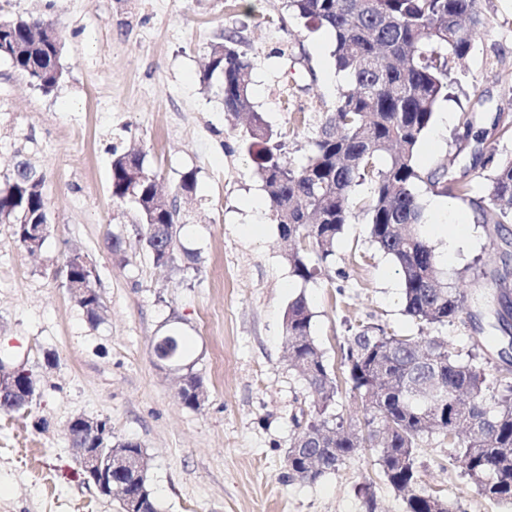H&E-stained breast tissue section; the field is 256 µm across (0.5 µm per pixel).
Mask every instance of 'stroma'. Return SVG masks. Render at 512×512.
<instances>
[{"label": "stroma", "instance_id": "35a3bbf8", "mask_svg": "<svg viewBox=\"0 0 512 512\" xmlns=\"http://www.w3.org/2000/svg\"><path fill=\"white\" fill-rule=\"evenodd\" d=\"M478 8L490 25L451 63L460 84L435 109L416 151L420 168L468 169L480 151L512 156V140L476 135L512 112V0H478ZM29 14L63 34L66 77L46 94L0 60V175L28 158L44 176L49 216L35 254L0 223V360L29 370L38 389L29 414L0 413V512H122L118 497L86 480L66 434L77 416L109 421L113 441L141 444L158 512H363L355 487L368 477L381 512H404L377 479L371 449L313 483L285 477L294 418L312 404L285 357L289 302L309 300L312 334L333 367L357 323L417 333L403 313L397 268L356 210L328 271L308 283L296 278L241 142L244 125L201 81L211 44L239 32L253 108L287 133L291 159L303 161L309 131L293 119L316 120L342 81L331 35L308 30L286 0H0V18ZM470 109L477 122L468 134L459 117ZM133 147L166 194L195 171V194L179 200V238L197 253L194 267H157L133 242L136 209L113 205L112 152ZM487 185L473 177L468 199L456 200L463 227L435 231L429 213L418 227L449 286L477 294L485 290L480 271L512 255V223L489 232L472 208ZM459 231L466 246L448 253ZM113 235L127 240L125 253L107 249ZM75 250L95 269L102 313L94 323L67 286ZM164 335L183 337V365L207 389L201 408L186 407L177 373L158 365L152 342ZM449 454L436 438L424 440L423 487L458 512H512L510 501L480 497Z\"/></svg>", "mask_w": 512, "mask_h": 512}]
</instances>
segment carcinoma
<instances>
[{
	"mask_svg": "<svg viewBox=\"0 0 512 512\" xmlns=\"http://www.w3.org/2000/svg\"><path fill=\"white\" fill-rule=\"evenodd\" d=\"M288 9L309 29L332 34L335 68L345 78L334 108L323 113L308 138L304 163L288 157L287 134L273 130L253 110L246 80L251 63L236 36L210 46L202 82L217 85L224 111L249 114L244 142L279 237L296 242L285 256L293 275L310 282L325 272L352 211H365L372 244L399 268L404 314L417 323L419 333L360 325L339 343L340 366L332 372L311 334L307 298L301 294L288 304L289 360L313 397V412L288 448L285 478L315 482L371 448L378 476L402 495L405 512H454L452 503L419 482L417 453L424 438L434 435L452 448L454 461L483 498L512 501V371L491 377L478 356L462 359L443 337L424 331L483 308L494 328L506 327L496 305L484 303L485 295L471 297L441 280L435 249L415 230L423 214L418 184L459 199L471 190L469 172L443 164L424 171L415 153L436 105L448 97L449 62L468 56L486 26L477 0H288ZM63 46L61 32L41 16L0 20V59L45 93L65 76ZM493 127L497 138L512 139V113H499ZM383 156L387 161L381 166ZM476 160L481 170L490 171L487 201L477 204L481 223L488 229L512 223V158L497 160L491 153ZM363 184L370 186L366 198L357 193ZM110 188L113 203L136 207V242L154 264H175L182 221L177 198L195 192V173H183L174 198L163 199L143 154L115 151ZM0 216L14 224L22 247L24 225L47 218L43 177L29 161H18L0 184ZM481 276L500 289L512 318V301L502 289L512 277L509 264L485 269ZM341 382L362 402L357 420L336 409ZM184 384L181 401L200 408L195 391L204 389L201 377L189 371ZM32 406L7 394L0 411L24 415ZM67 431L75 448L142 452L133 440L114 443L109 435L88 436L78 418ZM356 490L364 512H378L373 482L366 480Z\"/></svg>",
	"mask_w": 512,
	"mask_h": 512,
	"instance_id": "cac0c4a2",
	"label": "carcinoma"
}]
</instances>
